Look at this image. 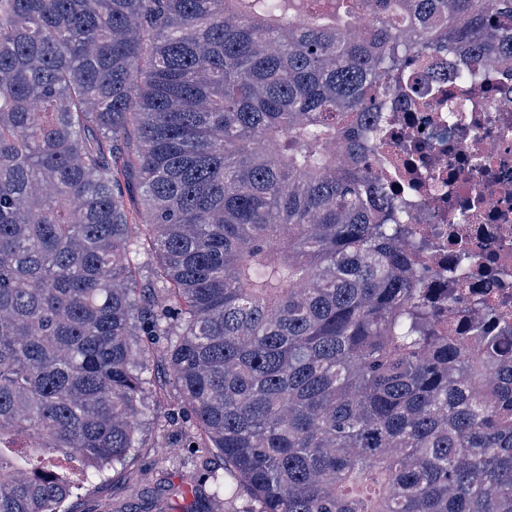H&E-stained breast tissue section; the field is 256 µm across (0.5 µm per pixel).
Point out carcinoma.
Instances as JSON below:
<instances>
[{"instance_id": "cac0c4a2", "label": "carcinoma", "mask_w": 512, "mask_h": 512, "mask_svg": "<svg viewBox=\"0 0 512 512\" xmlns=\"http://www.w3.org/2000/svg\"><path fill=\"white\" fill-rule=\"evenodd\" d=\"M447 51L512 57V0H0V512L147 447L153 360L219 508L512 512L508 328L440 317L369 164Z\"/></svg>"}]
</instances>
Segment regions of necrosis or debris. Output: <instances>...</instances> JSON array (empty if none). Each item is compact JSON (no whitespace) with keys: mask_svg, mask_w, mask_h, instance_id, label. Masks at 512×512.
I'll return each mask as SVG.
<instances>
[{"mask_svg":"<svg viewBox=\"0 0 512 512\" xmlns=\"http://www.w3.org/2000/svg\"><path fill=\"white\" fill-rule=\"evenodd\" d=\"M439 78L412 62L408 88L392 100L370 157L389 190L404 202L406 224L425 237L424 266L447 289L446 317L460 315L461 290L483 292L486 309L512 324V66L490 61L465 82L460 55H441ZM468 252V264L455 255Z\"/></svg>","mask_w":512,"mask_h":512,"instance_id":"4bbe7bcc","label":"necrosis or debris"}]
</instances>
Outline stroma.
Wrapping results in <instances>:
<instances>
[{
    "label": "stroma",
    "instance_id": "1",
    "mask_svg": "<svg viewBox=\"0 0 512 512\" xmlns=\"http://www.w3.org/2000/svg\"><path fill=\"white\" fill-rule=\"evenodd\" d=\"M223 472L217 455L185 463L175 449L145 448L126 470L75 489L69 505L72 512H203Z\"/></svg>",
    "mask_w": 512,
    "mask_h": 512
}]
</instances>
